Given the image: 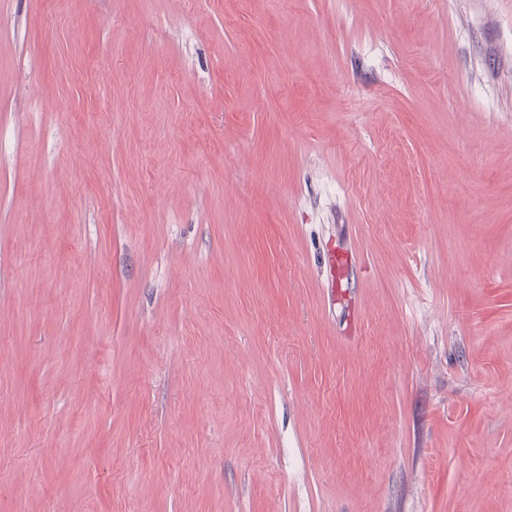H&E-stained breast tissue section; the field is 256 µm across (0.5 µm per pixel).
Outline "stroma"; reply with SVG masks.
Returning <instances> with one entry per match:
<instances>
[{
  "label": "stroma",
  "mask_w": 512,
  "mask_h": 512,
  "mask_svg": "<svg viewBox=\"0 0 512 512\" xmlns=\"http://www.w3.org/2000/svg\"><path fill=\"white\" fill-rule=\"evenodd\" d=\"M0 512H512V0H0Z\"/></svg>",
  "instance_id": "stroma-1"
}]
</instances>
